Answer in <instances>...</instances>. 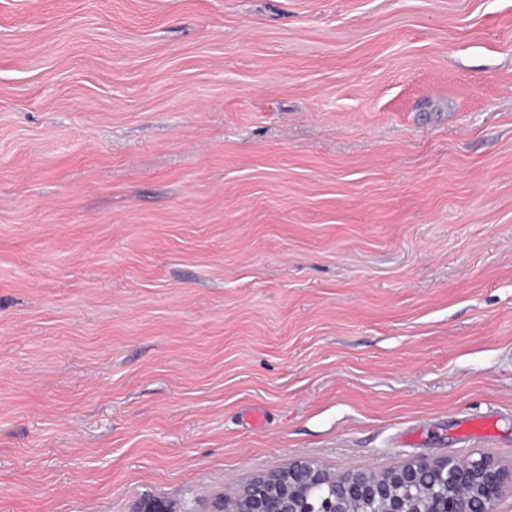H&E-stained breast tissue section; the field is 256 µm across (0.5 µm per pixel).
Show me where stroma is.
<instances>
[{
    "label": "stroma",
    "mask_w": 512,
    "mask_h": 512,
    "mask_svg": "<svg viewBox=\"0 0 512 512\" xmlns=\"http://www.w3.org/2000/svg\"><path fill=\"white\" fill-rule=\"evenodd\" d=\"M474 453L512 465V0H0V512Z\"/></svg>",
    "instance_id": "35a3bbf8"
}]
</instances>
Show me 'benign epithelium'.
<instances>
[{"instance_id":"obj_1","label":"benign epithelium","mask_w":512,"mask_h":512,"mask_svg":"<svg viewBox=\"0 0 512 512\" xmlns=\"http://www.w3.org/2000/svg\"><path fill=\"white\" fill-rule=\"evenodd\" d=\"M512 469L481 455L418 457L383 472L336 475L300 461L243 485L224 512H501Z\"/></svg>"}]
</instances>
